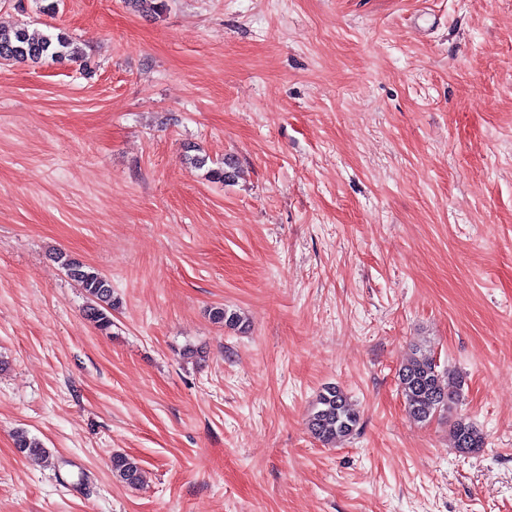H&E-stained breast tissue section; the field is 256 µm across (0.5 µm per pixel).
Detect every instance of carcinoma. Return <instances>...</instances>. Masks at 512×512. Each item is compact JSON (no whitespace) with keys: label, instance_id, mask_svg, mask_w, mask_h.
Segmentation results:
<instances>
[{"label":"carcinoma","instance_id":"carcinoma-1","mask_svg":"<svg viewBox=\"0 0 512 512\" xmlns=\"http://www.w3.org/2000/svg\"><path fill=\"white\" fill-rule=\"evenodd\" d=\"M135 10L149 15L160 16L167 9V0H128ZM55 59L82 58V53L64 33L46 35L26 27L6 28L0 26V60L9 62L30 61L38 63L45 57ZM238 177L237 163L226 157L208 169V178L215 182L231 183ZM67 276L82 288L86 296L83 315L98 330L107 331L112 327V310L119 304L114 296L111 281L98 270L75 259L58 255ZM210 318L216 324L230 329L240 326L239 316L224 308L214 307ZM398 381L409 417L418 423H426L441 412H447L458 400V394L448 389L438 365L429 356L410 360L398 372ZM359 423V412L347 396L335 386H327L320 393L314 412L308 420L311 435L324 443L335 442L354 433ZM454 448L461 453H475L485 445L483 433L459 417L450 425ZM19 453L32 461L48 457L49 451L43 443L22 431L15 436ZM112 474L130 488L142 485L144 475L139 462L127 455L112 457Z\"/></svg>","mask_w":512,"mask_h":512}]
</instances>
